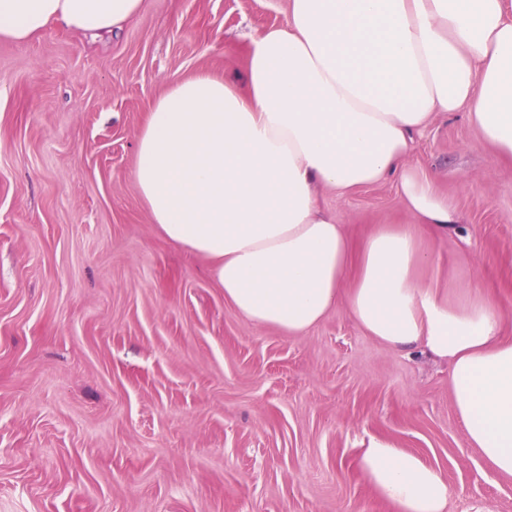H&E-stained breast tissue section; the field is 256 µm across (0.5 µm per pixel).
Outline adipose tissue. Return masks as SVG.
Returning a JSON list of instances; mask_svg holds the SVG:
<instances>
[{
    "mask_svg": "<svg viewBox=\"0 0 512 512\" xmlns=\"http://www.w3.org/2000/svg\"><path fill=\"white\" fill-rule=\"evenodd\" d=\"M143 0H0V38L57 24L118 34ZM468 110L512 159V0H288L284 24L248 49L244 86L200 73L150 106L137 143L139 193L165 238L212 262L249 323L298 335L339 304L396 349L449 362L465 438L512 476V342L501 311L466 288L418 278L434 262L422 227L456 230L454 203L411 167V135ZM395 179L412 224H380L359 249L320 205ZM360 468L396 512H446L448 483L414 453L372 438Z\"/></svg>",
    "mask_w": 512,
    "mask_h": 512,
    "instance_id": "ef3b65f1",
    "label": "adipose tissue"
}]
</instances>
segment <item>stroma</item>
<instances>
[{
	"instance_id": "obj_1",
	"label": "stroma",
	"mask_w": 512,
	"mask_h": 512,
	"mask_svg": "<svg viewBox=\"0 0 512 512\" xmlns=\"http://www.w3.org/2000/svg\"><path fill=\"white\" fill-rule=\"evenodd\" d=\"M287 13L143 0L109 40L0 39V512H395L359 467L372 437L443 471L446 512H512L447 362L385 346L343 305L299 335L251 325L140 198L151 102L200 71L243 84L251 40ZM407 162L462 226L425 232L420 279L479 288L512 340V161L463 111L414 133ZM318 199L355 242L412 221L392 179Z\"/></svg>"
}]
</instances>
